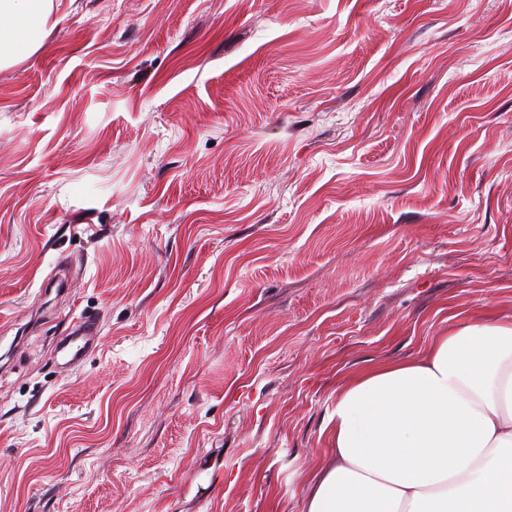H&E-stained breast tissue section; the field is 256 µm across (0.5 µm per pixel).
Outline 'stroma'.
<instances>
[{
  "mask_svg": "<svg viewBox=\"0 0 512 512\" xmlns=\"http://www.w3.org/2000/svg\"><path fill=\"white\" fill-rule=\"evenodd\" d=\"M485 318L512 0H66L0 70V512H304L337 386ZM95 337V323L88 316H81L59 341L56 354L60 355L65 365H79L94 348Z\"/></svg>",
  "mask_w": 512,
  "mask_h": 512,
  "instance_id": "1",
  "label": "stroma"
}]
</instances>
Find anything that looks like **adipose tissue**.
Here are the masks:
<instances>
[{
	"label": "adipose tissue",
	"instance_id": "adipose-tissue-1",
	"mask_svg": "<svg viewBox=\"0 0 512 512\" xmlns=\"http://www.w3.org/2000/svg\"><path fill=\"white\" fill-rule=\"evenodd\" d=\"M62 0H0V70L35 53ZM333 461L305 512H512V324L466 323L417 359L336 389Z\"/></svg>",
	"mask_w": 512,
	"mask_h": 512
}]
</instances>
